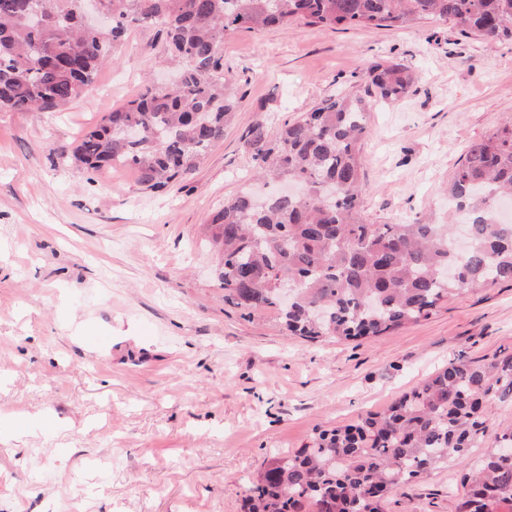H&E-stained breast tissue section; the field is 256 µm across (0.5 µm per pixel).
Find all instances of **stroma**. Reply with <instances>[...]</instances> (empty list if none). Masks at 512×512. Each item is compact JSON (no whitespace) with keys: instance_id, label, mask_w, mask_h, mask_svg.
Listing matches in <instances>:
<instances>
[{"instance_id":"stroma-1","label":"stroma","mask_w":512,"mask_h":512,"mask_svg":"<svg viewBox=\"0 0 512 512\" xmlns=\"http://www.w3.org/2000/svg\"><path fill=\"white\" fill-rule=\"evenodd\" d=\"M168 43L125 32L84 97L54 112H0V512H245L250 478L316 430L380 411L449 361L512 354V282L470 291L429 319L363 341L282 335L245 317L214 277L209 216L251 183L246 135L363 91L371 61L419 80L372 103L364 216L451 219L439 190L467 147L512 118V42L447 22L334 31L298 23L224 38L239 107L199 168L148 189L131 168L87 171L85 131L162 77ZM104 337L91 347L86 336ZM467 464L395 491L385 512H458Z\"/></svg>"}]
</instances>
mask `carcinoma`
I'll return each mask as SVG.
<instances>
[{
  "label": "carcinoma",
  "instance_id": "obj_1",
  "mask_svg": "<svg viewBox=\"0 0 512 512\" xmlns=\"http://www.w3.org/2000/svg\"><path fill=\"white\" fill-rule=\"evenodd\" d=\"M81 0H0V109L49 110L80 99L109 43L83 28ZM112 41L155 21L166 32L177 71L170 85L150 84L84 133L73 158L97 172L133 168L162 190L195 171L224 140L237 107L223 67L226 34L295 23L332 30L404 28L446 20L460 34L512 40V0H102ZM368 96L404 98L417 74L396 62L362 71ZM369 101L326 99L282 123L277 135L257 121L246 146L262 177L296 182L257 199L250 188L211 218L223 253L224 301L243 315L275 309L288 334L315 340L381 336L430 318L448 298L512 281V223L496 205L512 198V120L472 143L448 183V207L468 229L463 251L453 225L417 219L369 224L362 216L361 141ZM282 281L297 285L283 308ZM512 401V355L452 360L387 410L322 430L297 451L275 455L251 480L248 512H384L383 503L442 462L467 461L493 405ZM512 430L496 436L479 468L464 475L459 512H512Z\"/></svg>",
  "mask_w": 512,
  "mask_h": 512
}]
</instances>
